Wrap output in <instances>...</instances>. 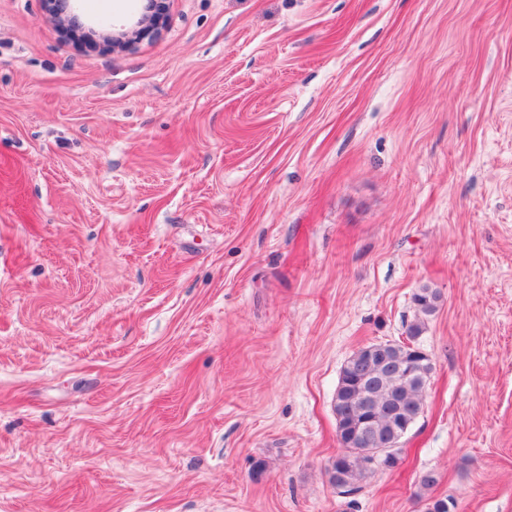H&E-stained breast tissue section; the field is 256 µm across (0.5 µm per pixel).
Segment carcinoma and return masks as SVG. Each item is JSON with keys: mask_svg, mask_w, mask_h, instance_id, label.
Segmentation results:
<instances>
[{"mask_svg": "<svg viewBox=\"0 0 512 512\" xmlns=\"http://www.w3.org/2000/svg\"><path fill=\"white\" fill-rule=\"evenodd\" d=\"M440 299L438 292L423 288L414 296L417 320L410 324L408 343H388L382 352L371 355L360 350L342 369L336 388L334 411L336 437L341 447L331 467V482L338 488H353L372 468L360 443L350 447L349 435L364 420L371 421L370 435L392 444L398 454L403 423H413L422 412L424 391L433 370L428 355H416V339L424 317L432 314Z\"/></svg>", "mask_w": 512, "mask_h": 512, "instance_id": "cac0c4a2", "label": "carcinoma"}]
</instances>
